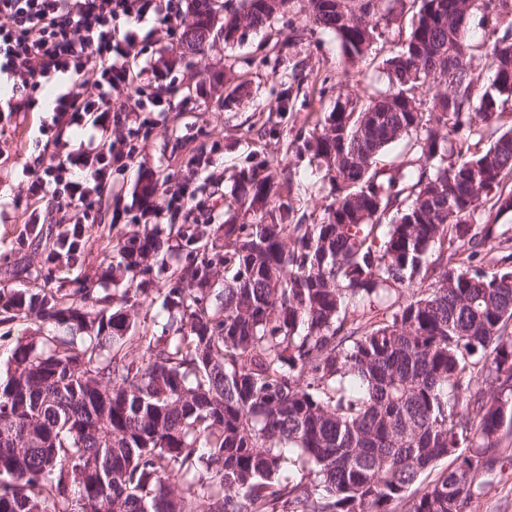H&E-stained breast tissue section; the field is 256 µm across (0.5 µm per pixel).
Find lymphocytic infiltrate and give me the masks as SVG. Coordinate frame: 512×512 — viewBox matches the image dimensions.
<instances>
[{
	"label": "lymphocytic infiltrate",
	"instance_id": "1",
	"mask_svg": "<svg viewBox=\"0 0 512 512\" xmlns=\"http://www.w3.org/2000/svg\"><path fill=\"white\" fill-rule=\"evenodd\" d=\"M186 0H0V81L12 89L0 112H31L43 83L58 75L76 87L58 90L53 123H81L84 116L114 114L117 126L137 123L147 111L146 92L129 65L135 46L149 48L139 25L156 17L170 43L181 42ZM126 29H119V21ZM142 152L134 136L68 148L55 143L50 161L26 170L28 196L49 200L61 224L98 221L112 176L130 168Z\"/></svg>",
	"mask_w": 512,
	"mask_h": 512
}]
</instances>
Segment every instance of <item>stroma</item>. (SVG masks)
I'll return each mask as SVG.
<instances>
[{"label": "stroma", "mask_w": 512, "mask_h": 512, "mask_svg": "<svg viewBox=\"0 0 512 512\" xmlns=\"http://www.w3.org/2000/svg\"><path fill=\"white\" fill-rule=\"evenodd\" d=\"M417 10L404 0L380 22L381 36L371 54L348 66L335 36L316 27L309 0H290L271 27L248 31L234 46L216 35L203 53L181 56L159 43L135 59L148 92L161 101L158 112L145 113L139 139L143 152L127 172L113 175L115 190L106 195L100 221L87 225L77 254L57 251L61 238L71 234L68 224L47 222L43 239H32L24 224L27 181L23 167H41L49 160L47 138L40 131L50 113L17 112L0 115V287L23 284L28 288L73 289L86 283L103 295L120 294L127 275L110 268L117 241L134 234L153 233L164 244L180 243L176 228L168 224L136 222L142 201L138 186L148 173L181 176L188 159L203 154L200 176H222L218 206L195 208L198 224H220L226 219L242 222L243 212L233 205L231 189L237 173L265 162L289 168L304 176L309 190L303 209L323 215L331 198L317 182L320 160L303 150L305 136L323 124L337 97L376 96L389 88L383 61L394 55L407 39ZM230 70L234 82L245 83L246 94L227 95L214 82L216 74ZM20 268L19 278L8 272ZM473 512H512V468L503 467L475 498Z\"/></svg>", "instance_id": "1"}]
</instances>
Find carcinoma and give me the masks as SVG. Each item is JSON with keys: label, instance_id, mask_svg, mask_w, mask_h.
Masks as SVG:
<instances>
[{"label": "carcinoma", "instance_id": "carcinoma-1", "mask_svg": "<svg viewBox=\"0 0 512 512\" xmlns=\"http://www.w3.org/2000/svg\"><path fill=\"white\" fill-rule=\"evenodd\" d=\"M385 2L310 6L354 63ZM507 2L420 0L384 61L389 91L336 102L314 137L334 195L322 217L297 214L304 185L259 162L232 194L253 219L185 226L181 267L167 271L149 234L117 244L136 282L120 304L149 298L148 259L166 275L172 334L138 325L141 357L124 352L128 314L94 288H0V322L64 332L48 348L18 338L0 373V512L471 510L512 465L509 239L492 267L476 263L493 239L478 224L490 195L512 209V128H492L512 101V20L482 92L466 24L480 9L499 25ZM287 3L241 0L224 15V44ZM214 21L211 0H191L183 53L205 50ZM397 143L403 159L377 166ZM170 180L150 174L139 194L173 225L191 208L161 201ZM451 242L469 250L453 265ZM449 456L452 470L424 478Z\"/></svg>", "mask_w": 512, "mask_h": 512}]
</instances>
